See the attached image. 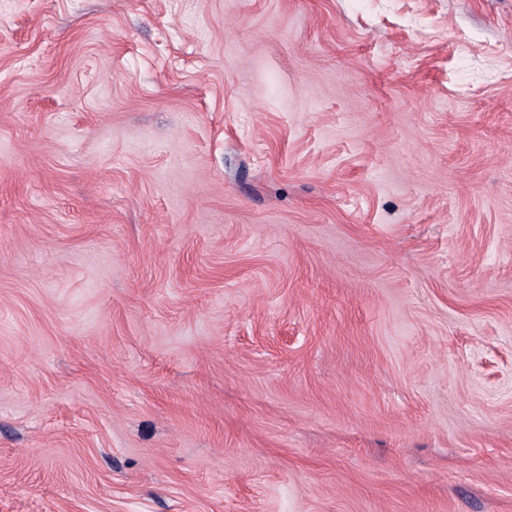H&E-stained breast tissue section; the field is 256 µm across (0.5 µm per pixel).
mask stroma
I'll return each instance as SVG.
<instances>
[{
    "mask_svg": "<svg viewBox=\"0 0 512 512\" xmlns=\"http://www.w3.org/2000/svg\"><path fill=\"white\" fill-rule=\"evenodd\" d=\"M0 512H512V0H0Z\"/></svg>",
    "mask_w": 512,
    "mask_h": 512,
    "instance_id": "obj_1",
    "label": "stroma"
}]
</instances>
